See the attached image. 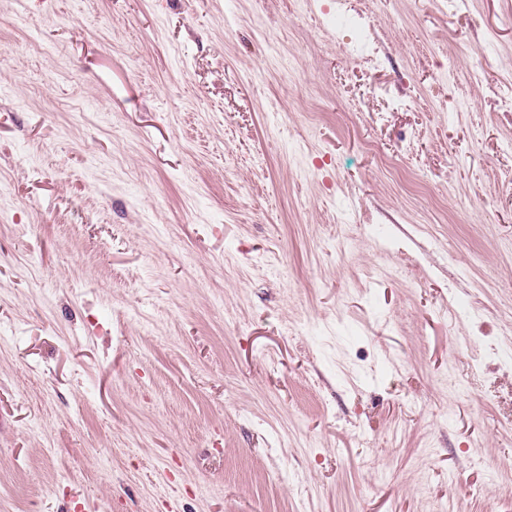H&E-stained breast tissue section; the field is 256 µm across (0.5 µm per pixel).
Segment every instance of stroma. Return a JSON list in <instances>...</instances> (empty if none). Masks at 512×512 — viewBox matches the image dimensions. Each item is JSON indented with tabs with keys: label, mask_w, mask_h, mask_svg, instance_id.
<instances>
[{
	"label": "stroma",
	"mask_w": 512,
	"mask_h": 512,
	"mask_svg": "<svg viewBox=\"0 0 512 512\" xmlns=\"http://www.w3.org/2000/svg\"><path fill=\"white\" fill-rule=\"evenodd\" d=\"M510 94L512 0H0V512H512Z\"/></svg>",
	"instance_id": "stroma-1"
}]
</instances>
